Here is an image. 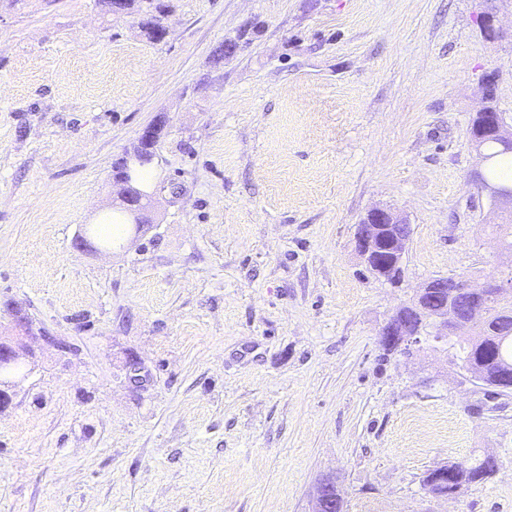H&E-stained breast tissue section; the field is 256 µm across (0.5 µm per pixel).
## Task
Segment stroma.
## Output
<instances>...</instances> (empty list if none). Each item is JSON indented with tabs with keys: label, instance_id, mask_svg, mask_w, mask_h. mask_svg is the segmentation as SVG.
Masks as SVG:
<instances>
[{
	"label": "stroma",
	"instance_id": "35a3bbf8",
	"mask_svg": "<svg viewBox=\"0 0 512 512\" xmlns=\"http://www.w3.org/2000/svg\"><path fill=\"white\" fill-rule=\"evenodd\" d=\"M165 2L156 43L0 0V328L50 336L0 412V512H311L325 478L344 512H512V393L379 343L425 281L501 271L469 128L492 69L512 123V0ZM160 115L150 224L78 247ZM377 206L410 226L396 286L354 252ZM498 468L496 459L492 457L475 458L470 463H452L434 466L428 469L423 480L425 491L440 495L448 493L454 486L459 484H478L493 475ZM444 470L448 476L436 478L435 472Z\"/></svg>",
	"mask_w": 512,
	"mask_h": 512
}]
</instances>
